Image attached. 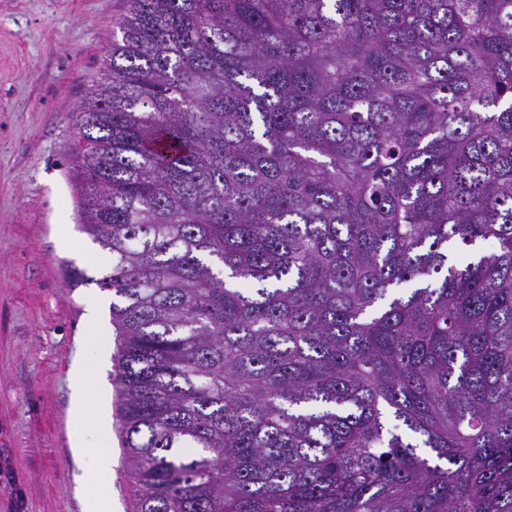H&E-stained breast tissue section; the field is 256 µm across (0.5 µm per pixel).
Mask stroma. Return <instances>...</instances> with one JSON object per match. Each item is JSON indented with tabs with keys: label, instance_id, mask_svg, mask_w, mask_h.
I'll return each instance as SVG.
<instances>
[{
	"label": "stroma",
	"instance_id": "stroma-1",
	"mask_svg": "<svg viewBox=\"0 0 512 512\" xmlns=\"http://www.w3.org/2000/svg\"><path fill=\"white\" fill-rule=\"evenodd\" d=\"M132 0H0V512H85L79 485H104L112 512H134L117 414L112 259L79 229L69 179L75 113L121 40ZM68 229L69 245L57 244ZM84 270L73 285L66 266ZM100 301V330L88 327ZM105 383L109 432L95 404L73 418V364ZM79 437L83 456L71 451ZM112 451V474L94 468Z\"/></svg>",
	"mask_w": 512,
	"mask_h": 512
}]
</instances>
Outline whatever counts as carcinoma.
<instances>
[{"instance_id":"carcinoma-1","label":"carcinoma","mask_w":512,"mask_h":512,"mask_svg":"<svg viewBox=\"0 0 512 512\" xmlns=\"http://www.w3.org/2000/svg\"><path fill=\"white\" fill-rule=\"evenodd\" d=\"M121 32L70 178L136 512H512V0Z\"/></svg>"}]
</instances>
